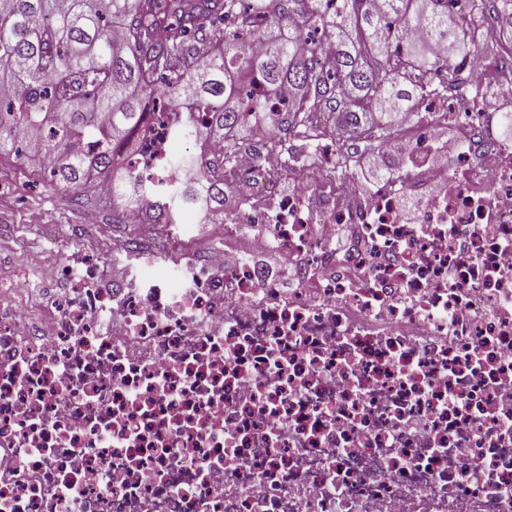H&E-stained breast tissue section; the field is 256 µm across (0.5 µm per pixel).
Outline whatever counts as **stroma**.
Listing matches in <instances>:
<instances>
[{
    "label": "stroma",
    "instance_id": "obj_1",
    "mask_svg": "<svg viewBox=\"0 0 512 512\" xmlns=\"http://www.w3.org/2000/svg\"><path fill=\"white\" fill-rule=\"evenodd\" d=\"M0 180L10 185L9 193L0 195V273L18 266L24 254L36 250L53 262L78 251L90 252L106 269L112 248L128 237H141L142 248L160 259L175 250L179 238L195 236L200 249L209 241V225L187 214L179 223L156 224L149 234L140 235L137 225L118 223L112 203L72 190H54L47 177L32 178L24 159L12 153L0 159ZM86 210L98 213L97 226L79 227ZM35 212L41 217L37 224L29 221Z\"/></svg>",
    "mask_w": 512,
    "mask_h": 512
}]
</instances>
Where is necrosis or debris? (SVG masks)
Segmentation results:
<instances>
[{
	"label": "necrosis or debris",
	"mask_w": 512,
	"mask_h": 512,
	"mask_svg": "<svg viewBox=\"0 0 512 512\" xmlns=\"http://www.w3.org/2000/svg\"><path fill=\"white\" fill-rule=\"evenodd\" d=\"M468 75L490 95L429 101L383 182L244 146L201 258L1 277L0 512H512V82ZM174 128L140 134L125 223L195 183Z\"/></svg>",
	"instance_id": "necrosis-or-debris-1"
}]
</instances>
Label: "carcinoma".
Here are the masks:
<instances>
[{"label":"carcinoma","mask_w":512,"mask_h":512,"mask_svg":"<svg viewBox=\"0 0 512 512\" xmlns=\"http://www.w3.org/2000/svg\"><path fill=\"white\" fill-rule=\"evenodd\" d=\"M445 0H0V155L22 150L37 125L50 186L80 189L90 177L112 182L113 202L129 199V172L113 174L116 149L132 145L156 100L189 102L175 112L176 130L204 143L224 140V160L175 157L197 170L187 198L212 212L224 203V171L250 130L268 119L266 92L293 93L288 121L267 144L286 136L314 157L316 138L339 125L366 136L370 151L406 112L440 96L461 79L458 61L478 55L487 0H466L452 12ZM265 22V47L253 50L249 30ZM421 27L427 41L404 32ZM335 40L320 56L317 34ZM448 45L451 56L434 52ZM208 121L200 125L196 114ZM99 146L82 155L72 138ZM180 192L156 213L176 224Z\"/></svg>","instance_id":"1"}]
</instances>
